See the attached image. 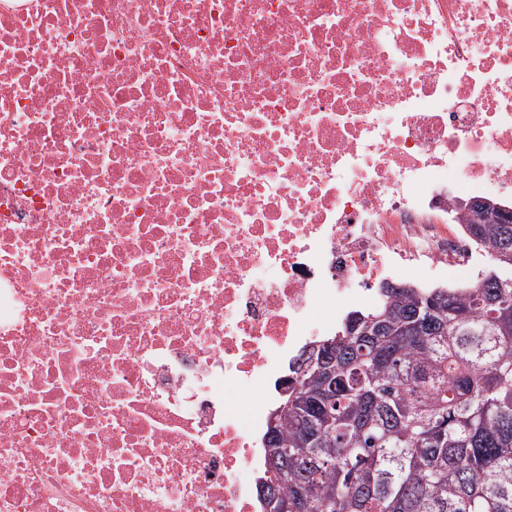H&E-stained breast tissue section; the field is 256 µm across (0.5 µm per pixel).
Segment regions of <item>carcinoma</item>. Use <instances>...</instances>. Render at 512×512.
<instances>
[{
    "label": "carcinoma",
    "mask_w": 512,
    "mask_h": 512,
    "mask_svg": "<svg viewBox=\"0 0 512 512\" xmlns=\"http://www.w3.org/2000/svg\"><path fill=\"white\" fill-rule=\"evenodd\" d=\"M462 218L512 257L511 211ZM379 293L311 368H290L299 392L266 434L268 493L288 512L302 495L305 512H512V277Z\"/></svg>",
    "instance_id": "carcinoma-1"
}]
</instances>
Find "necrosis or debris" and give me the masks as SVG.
Returning a JSON list of instances; mask_svg holds the SVG:
<instances>
[{
    "instance_id": "1",
    "label": "necrosis or debris",
    "mask_w": 512,
    "mask_h": 512,
    "mask_svg": "<svg viewBox=\"0 0 512 512\" xmlns=\"http://www.w3.org/2000/svg\"><path fill=\"white\" fill-rule=\"evenodd\" d=\"M512 211V0H0V512H261L274 386ZM460 206L478 223H484L493 218L495 210L500 207L487 200L460 202ZM468 214L462 212L464 222L461 221V223L466 224L476 240L488 247L495 256H510L512 260V212H502L500 223L497 224H474Z\"/></svg>"
}]
</instances>
